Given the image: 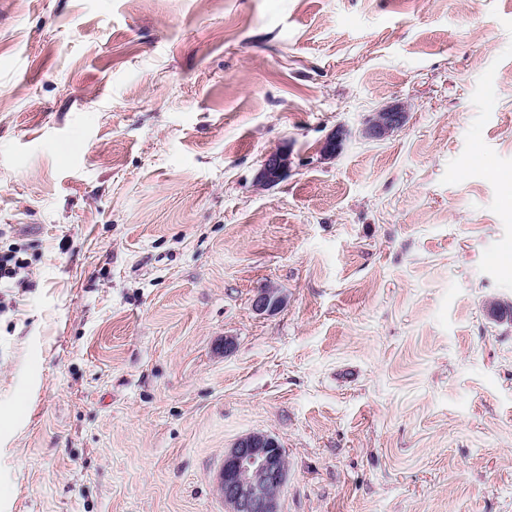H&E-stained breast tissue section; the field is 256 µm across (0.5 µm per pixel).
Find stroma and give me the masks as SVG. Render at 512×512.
Masks as SVG:
<instances>
[{
	"label": "stroma",
	"instance_id": "1",
	"mask_svg": "<svg viewBox=\"0 0 512 512\" xmlns=\"http://www.w3.org/2000/svg\"><path fill=\"white\" fill-rule=\"evenodd\" d=\"M8 247L0 512H512V0H0ZM405 120L406 113L398 108L380 111L369 126L367 134L370 138H381L387 131L402 126ZM288 170V156L275 151L267 155L258 173V181L268 187L281 181ZM27 267L26 262L17 255L16 250L0 254V286L9 284L17 287L22 284V272ZM287 478L288 461L278 441L252 433L224 453L218 490L230 512H280L278 493Z\"/></svg>",
	"mask_w": 512,
	"mask_h": 512
}]
</instances>
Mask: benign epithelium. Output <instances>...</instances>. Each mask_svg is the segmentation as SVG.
Segmentation results:
<instances>
[{"label":"benign epithelium","mask_w":512,"mask_h":512,"mask_svg":"<svg viewBox=\"0 0 512 512\" xmlns=\"http://www.w3.org/2000/svg\"><path fill=\"white\" fill-rule=\"evenodd\" d=\"M406 113L390 108L377 113L368 136L380 138L404 124ZM288 170V156L275 151L267 155L258 181L268 187L281 181ZM283 304L276 292L260 289L252 300L254 310L275 311ZM288 478V461L278 441L264 433H252L237 440L224 453L218 490L230 512H280L278 493Z\"/></svg>","instance_id":"1"}]
</instances>
